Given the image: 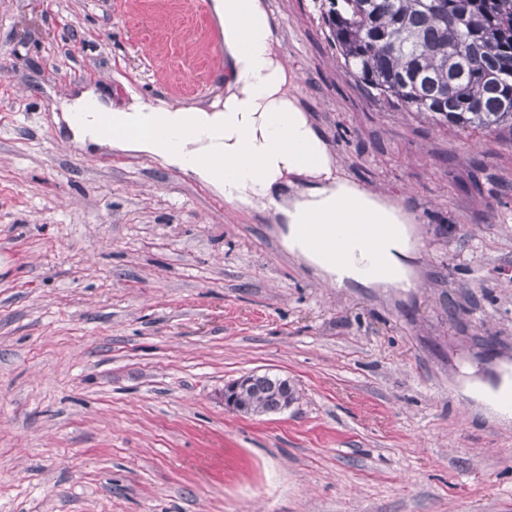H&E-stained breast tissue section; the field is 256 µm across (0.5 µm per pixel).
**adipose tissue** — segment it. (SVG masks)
<instances>
[{"instance_id":"1","label":"adipose tissue","mask_w":512,"mask_h":512,"mask_svg":"<svg viewBox=\"0 0 512 512\" xmlns=\"http://www.w3.org/2000/svg\"><path fill=\"white\" fill-rule=\"evenodd\" d=\"M213 8L224 53L238 78L227 86L223 101L210 108L165 109L169 128L184 135L180 144L145 131L153 113L145 104L114 112L112 134L104 136L96 122L102 106L87 93L67 107L65 120L74 141L162 157L213 185L226 201L246 205L270 200L283 176L318 179L319 187L306 196L277 207L288 226L289 249L339 285L350 280L413 287L403 263L413 246L410 217L335 176L332 155L289 89L262 0H214ZM307 224H384L389 231L374 247L349 241L334 253L304 233ZM376 265L385 266L386 275L373 274Z\"/></svg>"}]
</instances>
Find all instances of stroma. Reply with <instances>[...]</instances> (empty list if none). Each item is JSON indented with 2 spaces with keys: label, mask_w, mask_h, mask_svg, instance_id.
<instances>
[{
  "label": "stroma",
  "mask_w": 512,
  "mask_h": 512,
  "mask_svg": "<svg viewBox=\"0 0 512 512\" xmlns=\"http://www.w3.org/2000/svg\"><path fill=\"white\" fill-rule=\"evenodd\" d=\"M340 173L415 220L416 287L330 286L265 204L83 147L94 90L200 108L234 73L194 0H0V512H512V136L373 96L313 0H265ZM293 381L241 417L224 385ZM300 397L296 387L286 388L278 376L267 374L240 392V399L252 417L280 412L288 400L298 401Z\"/></svg>",
  "instance_id": "obj_1"
}]
</instances>
